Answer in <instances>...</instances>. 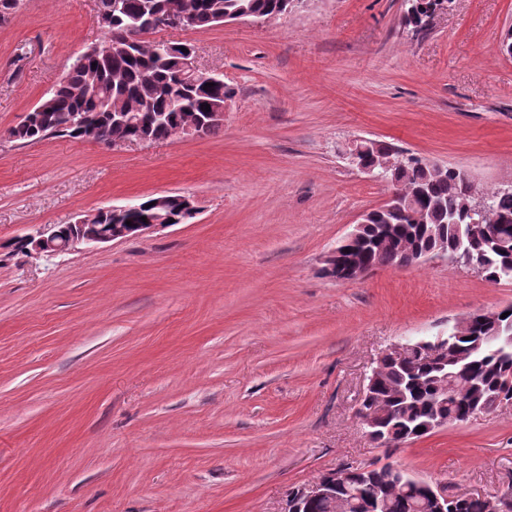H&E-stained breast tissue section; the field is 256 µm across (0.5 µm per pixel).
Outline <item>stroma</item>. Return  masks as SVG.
Listing matches in <instances>:
<instances>
[{"mask_svg":"<svg viewBox=\"0 0 512 512\" xmlns=\"http://www.w3.org/2000/svg\"><path fill=\"white\" fill-rule=\"evenodd\" d=\"M309 0L261 24L163 30L233 94L204 138L0 141V512H286L342 465L393 461L457 492L512 484V407L387 450L355 411L372 360L512 304L438 256L340 282L325 255L385 199L353 141L512 184V0ZM95 0L0 24V131L100 43ZM166 193L184 224L50 259L6 242Z\"/></svg>","mask_w":512,"mask_h":512,"instance_id":"obj_1","label":"stroma"}]
</instances>
